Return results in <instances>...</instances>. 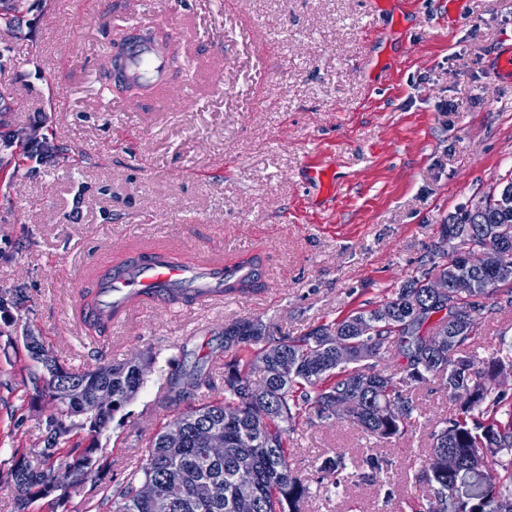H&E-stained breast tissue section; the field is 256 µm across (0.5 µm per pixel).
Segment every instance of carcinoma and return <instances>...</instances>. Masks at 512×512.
<instances>
[{"instance_id":"1","label":"carcinoma","mask_w":512,"mask_h":512,"mask_svg":"<svg viewBox=\"0 0 512 512\" xmlns=\"http://www.w3.org/2000/svg\"><path fill=\"white\" fill-rule=\"evenodd\" d=\"M24 4L25 0H0V35L18 28ZM59 157L71 159L47 137L34 144L18 129L0 131V173L4 176L0 186L10 189L14 173L22 167ZM473 223L486 225V232L469 237L468 245L499 244L493 235L496 220L491 211L477 215ZM457 263L458 258L439 249L391 297L372 307L356 308L302 336L271 338L259 319L244 318L224 326V350L236 353L224 361V392L209 400L196 404L194 394L215 389L212 376L200 369L187 371L178 360H171V377L161 404L185 406L177 419L191 429L207 425L222 433L224 457H208L193 435L182 447L169 448L159 432L146 446L144 462L113 489L105 482L109 464L93 457L95 448L75 445L65 453L62 448L73 431L99 430L136 396L150 359L103 364L99 370L64 368L56 377L45 372L33 375V382H43L42 390L49 395L59 391L63 381L68 388L60 394L55 415L45 421L48 439L39 451V467L19 460L7 468L0 466V482L11 487L15 512H28L35 500L57 493L49 475L59 464L73 470L77 485L90 484L92 494L73 512H93L105 502L111 504L110 512H154L136 494L138 485L147 479L172 496L173 512H238L241 484L234 464L242 454L255 460L248 479L254 512H299L309 487L294 474L291 463L288 432L296 422L302 418L310 424L316 419L330 420L336 417V394L345 386L366 391L377 384L381 396L370 400L352 396L356 405L346 418L367 436L390 442L418 423V406L409 393L431 376L442 379L448 395L460 401L461 408L447 426L431 433V455L415 474L417 482L437 494L436 501L413 503L410 508L414 512H512V401L494 388L497 374L512 371V344H502L501 355L482 368L475 367L470 357L453 353L454 347L478 339L473 313L486 309L484 300L512 278L474 271L479 288L451 292L442 301L428 296L429 279ZM261 288L256 272L226 291L256 293ZM443 309L447 314L439 319V326L448 330L449 340L447 346L436 348L423 329ZM358 319L375 321L374 332L356 335L353 324ZM338 338L351 343L353 356L348 363L338 361L333 353ZM259 343L262 347L253 349ZM385 343L396 345L405 359L397 374L377 368L374 362ZM261 364L264 378L257 385L251 374ZM103 384L112 387L116 398L110 404L95 405L91 395ZM450 451L461 460L460 468L451 474L448 464L441 462ZM343 466L342 456H326L317 469L323 477L332 478Z\"/></svg>"}]
</instances>
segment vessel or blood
<instances>
[{
  "label": "vessel or blood",
  "instance_id": "1",
  "mask_svg": "<svg viewBox=\"0 0 512 512\" xmlns=\"http://www.w3.org/2000/svg\"><path fill=\"white\" fill-rule=\"evenodd\" d=\"M154 25L144 18L131 25L121 64L127 76L159 86L180 47L179 39H169L166 47L150 38ZM239 272L220 258L196 262L181 260L170 250L131 253L123 264L100 271L90 283L94 294L89 311L92 316L121 323L137 305L153 301L165 303L172 289L190 291L198 306H214L224 301V281Z\"/></svg>",
  "mask_w": 512,
  "mask_h": 512
}]
</instances>
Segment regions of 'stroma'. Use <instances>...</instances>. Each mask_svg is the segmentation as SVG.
<instances>
[{"instance_id": "obj_1", "label": "stroma", "mask_w": 512, "mask_h": 512, "mask_svg": "<svg viewBox=\"0 0 512 512\" xmlns=\"http://www.w3.org/2000/svg\"><path fill=\"white\" fill-rule=\"evenodd\" d=\"M0 37V98L14 127L38 129L82 157L19 170L0 200V289L28 309L0 310V460L35 463L48 408L30 381V325L67 368L151 359L138 394L95 445L121 482L177 408L156 400L171 357L224 383V326L260 319L300 336L379 302L413 276L461 210L512 177V0H27ZM185 15L169 112H141L110 91L108 35L143 17ZM450 111H442V104ZM334 180L320 185L310 165ZM231 261L258 257L264 289L215 307L145 302L92 336L76 302L95 272L135 247ZM476 364L512 340V304L475 317ZM422 417L379 443L347 420L299 424L292 462L310 487L302 512H402L428 436L458 413L440 378L413 393ZM342 455L336 481L317 459ZM381 459V481L367 462Z\"/></svg>"}]
</instances>
